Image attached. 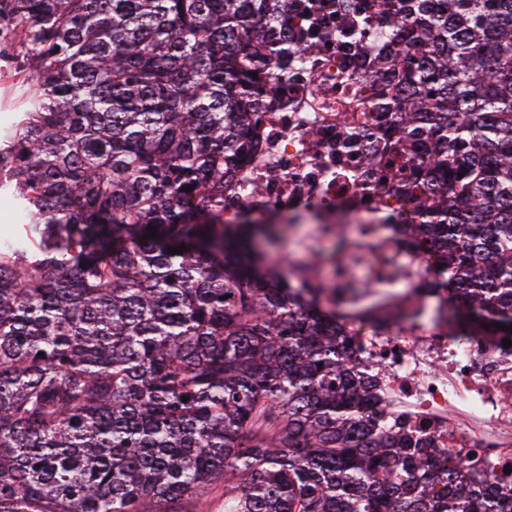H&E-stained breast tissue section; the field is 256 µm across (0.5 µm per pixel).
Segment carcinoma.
<instances>
[{"label":"carcinoma","mask_w":512,"mask_h":512,"mask_svg":"<svg viewBox=\"0 0 512 512\" xmlns=\"http://www.w3.org/2000/svg\"><path fill=\"white\" fill-rule=\"evenodd\" d=\"M317 9L0 0L25 73L0 194L27 223L0 242V512H209L220 481L224 512H512L498 478L378 427L344 315L257 247L279 225H224L257 101L383 29L345 80L377 88L405 231L444 264L448 325L512 340V0H341L334 31Z\"/></svg>","instance_id":"obj_1"}]
</instances>
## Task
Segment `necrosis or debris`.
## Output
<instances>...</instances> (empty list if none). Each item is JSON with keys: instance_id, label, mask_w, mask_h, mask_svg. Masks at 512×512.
<instances>
[{"instance_id": "obj_1", "label": "necrosis or debris", "mask_w": 512, "mask_h": 512, "mask_svg": "<svg viewBox=\"0 0 512 512\" xmlns=\"http://www.w3.org/2000/svg\"><path fill=\"white\" fill-rule=\"evenodd\" d=\"M371 47L365 39L349 55L331 47L295 63L300 81L260 100L252 150L224 181V220L292 225L289 269L323 284L325 306L347 312L343 326L358 361L378 376L384 417L402 418L472 470L499 474L512 462V346L452 336L437 322L439 299L428 288L435 261L398 238L413 206L372 193L376 176L361 159L390 156L386 115L368 113V95L342 81ZM344 114L365 127L346 146L337 138ZM392 306L401 316H390Z\"/></svg>"}]
</instances>
